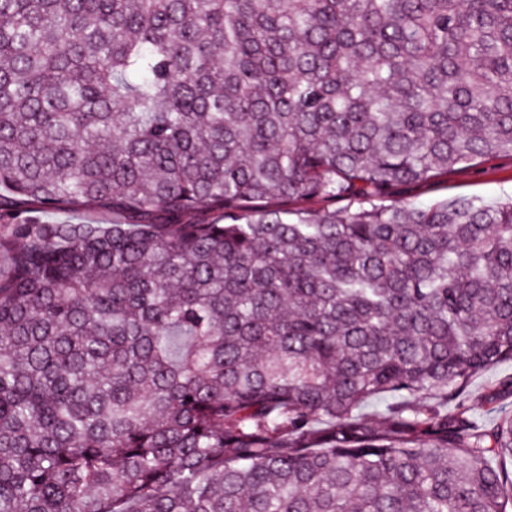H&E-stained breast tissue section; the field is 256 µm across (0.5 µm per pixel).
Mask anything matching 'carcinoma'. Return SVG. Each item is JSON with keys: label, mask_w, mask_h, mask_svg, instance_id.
<instances>
[{"label": "carcinoma", "mask_w": 512, "mask_h": 512, "mask_svg": "<svg viewBox=\"0 0 512 512\" xmlns=\"http://www.w3.org/2000/svg\"><path fill=\"white\" fill-rule=\"evenodd\" d=\"M502 154L512 0H0V512H512ZM512 195V158L502 156L483 159L469 166L448 170V175L421 181L402 189L394 198L413 204L435 201L448 202L468 198L484 202H497ZM512 375V362H500L483 373L478 374L471 381L470 393L473 396L483 394L497 379L504 375Z\"/></svg>", "instance_id": "obj_1"}]
</instances>
